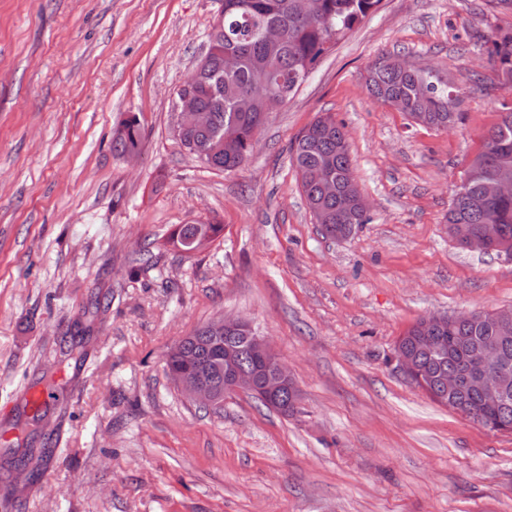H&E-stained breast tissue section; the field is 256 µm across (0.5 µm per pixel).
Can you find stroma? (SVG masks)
<instances>
[{"label":"stroma","mask_w":512,"mask_h":512,"mask_svg":"<svg viewBox=\"0 0 512 512\" xmlns=\"http://www.w3.org/2000/svg\"><path fill=\"white\" fill-rule=\"evenodd\" d=\"M222 0H0V512H512V433L433 402L392 358L429 313L512 307V259L448 235L454 191L512 88L489 41L512 0H381L271 114L250 159L208 168L176 139V91ZM403 55L457 88L444 132L372 98ZM332 113L371 221L323 238L291 147ZM137 114L141 157L113 155ZM217 220L192 256L177 224ZM271 341L300 399L223 409L164 370L218 315ZM56 399L41 421L34 390ZM45 449L36 476L16 449ZM223 232V224H214L213 222L177 224L167 235L164 245L177 253L190 255L192 240L198 234L205 235L212 243L221 237Z\"/></svg>","instance_id":"obj_1"}]
</instances>
